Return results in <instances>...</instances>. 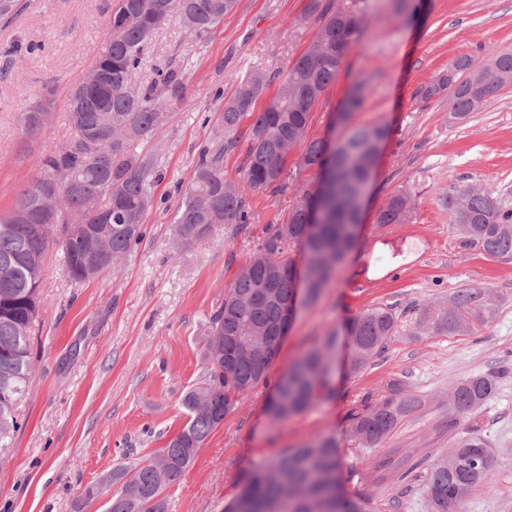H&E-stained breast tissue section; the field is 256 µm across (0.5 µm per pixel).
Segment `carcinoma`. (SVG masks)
<instances>
[{
	"instance_id": "obj_1",
	"label": "carcinoma",
	"mask_w": 512,
	"mask_h": 512,
	"mask_svg": "<svg viewBox=\"0 0 512 512\" xmlns=\"http://www.w3.org/2000/svg\"><path fill=\"white\" fill-rule=\"evenodd\" d=\"M238 0H115L109 17L108 45L90 67L93 81L72 84L66 98L70 134L58 150L41 156L39 174L18 191L13 204L0 212V451L21 428L19 403L31 372V336L41 308L40 287L49 248L61 244L70 278L82 283L92 243L104 242L112 270L143 237V216L161 179L158 156L140 150L163 124L161 98L185 92L183 76L174 67L156 70L148 84L136 76L154 32L176 16L199 40L233 13ZM394 10L408 22L421 19L429 0H393ZM26 8L25 0H0V22L8 23ZM309 13L321 22L313 43L280 75L272 101L257 108L272 79L254 69L224 101V140L199 154L188 188L174 216L176 242L206 240L218 224L237 231L254 220L249 197L285 188L287 154L296 149V169H316L317 195H306L289 222L269 224L256 251L235 281L224 290L223 305L210 317L203 347L204 373L199 386L181 398L187 421L154 457L117 465L98 485L85 491L92 498L112 491L105 512H169L167 490L192 466L207 437L231 412L238 396L266 378L279 350L280 330L296 271L292 252L308 256V299L316 298L356 245L360 203L377 164V143L388 139L386 125L353 129L335 144L309 140L312 108L330 85L353 43L362 36L360 21L336 0H311ZM469 55L448 63L454 83L437 76L420 87L421 99L448 94L449 120L479 112L498 93L512 86V50L492 53L483 62L480 84L466 78ZM56 89L48 82L36 103L23 114V135L36 140L49 126ZM367 98L362 83L352 85L338 119L348 123ZM248 128H242L244 120ZM249 143L247 164L238 179L224 176V155L241 139ZM411 195L390 197L379 211L380 224H403L412 209ZM449 228L461 248L495 259H512V209L494 192L463 184L443 199ZM319 213L314 236H304L311 215ZM496 304L482 288H461L447 300L413 308L415 333L466 335L487 325ZM400 317L389 306L368 308L344 327L351 339L347 362L361 372L398 333ZM336 335L304 353L276 387L269 404L272 420L298 414L330 396ZM497 389L496 377L477 374L459 381L448 407L451 424L471 419ZM418 403L395 382L389 394L352 415L351 436L364 448L379 445ZM494 455L471 425L457 437L451 452L439 456L426 480L428 512H460L477 487L488 482ZM224 512H371L370 500L351 498L342 490L341 463L331 435L310 439L257 469Z\"/></svg>"
}]
</instances>
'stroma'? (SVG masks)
<instances>
[{
  "label": "stroma",
  "instance_id": "1",
  "mask_svg": "<svg viewBox=\"0 0 512 512\" xmlns=\"http://www.w3.org/2000/svg\"><path fill=\"white\" fill-rule=\"evenodd\" d=\"M114 0H30L13 23L0 25V211L38 172L41 155L66 141L64 99L106 46ZM310 0H239L233 13L195 40L178 18L154 33L138 79L181 68L185 95L164 101L166 122L144 151L158 156L163 178L143 222L145 235L117 268L82 284L67 272L60 247L45 259L41 312L32 336V369L21 402V429L0 455V512H103L105 496L83 491L113 466L164 448L186 422L182 395L202 381L201 353L224 287L241 271L266 225L288 222L317 170L285 166L284 191L255 195L253 224L218 227L209 241L177 245L172 219L199 153L218 145L225 98L251 70L281 74L312 42L317 15ZM364 33L335 84L311 112L307 136L336 139L334 116L347 89L365 83L364 107L349 126L387 124L392 134L367 186L357 245L313 302H302L267 378L241 395L208 437L194 464L169 491V512H223L247 474L319 436L336 437L348 496L374 512H428L424 475L459 434L448 424L450 395L461 379L498 377L494 396L473 417L495 452L489 487L476 488L461 512H512V260L460 247L448 227L444 196L473 183L495 189L512 207V87L480 112L448 121L447 98L421 100L420 86L460 55L483 62L512 48V0H434L424 25L408 24L389 0H355ZM34 53L9 54L16 42ZM57 86L55 119L26 141L20 116L42 81ZM414 208L403 224H381L395 193ZM482 288L498 305L494 320L467 335H411L407 310ZM401 312L403 332L358 375H346L345 345L329 386L332 398L282 421L267 413L276 381L305 350L348 318L377 306ZM403 382L420 403L378 447L353 441L351 415Z\"/></svg>",
  "mask_w": 512,
  "mask_h": 512
}]
</instances>
